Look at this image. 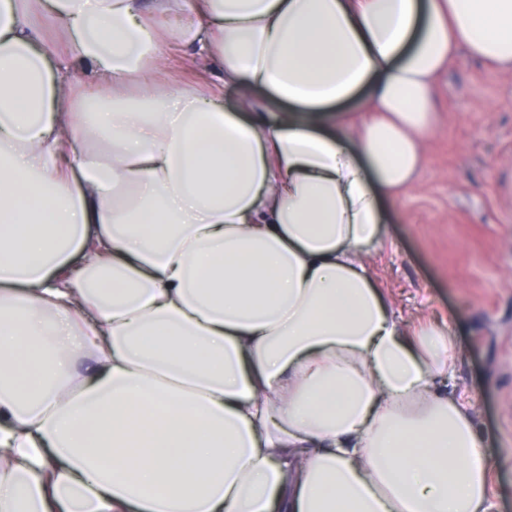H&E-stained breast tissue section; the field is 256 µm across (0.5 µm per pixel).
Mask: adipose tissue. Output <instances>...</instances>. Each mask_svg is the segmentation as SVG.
<instances>
[{"label": "adipose tissue", "mask_w": 512, "mask_h": 512, "mask_svg": "<svg viewBox=\"0 0 512 512\" xmlns=\"http://www.w3.org/2000/svg\"><path fill=\"white\" fill-rule=\"evenodd\" d=\"M463 49L511 67L512 0H0V512H493L364 264ZM189 54V48L184 52L167 54L161 65L160 79L174 85L198 84V74L188 67Z\"/></svg>", "instance_id": "adipose-tissue-1"}]
</instances>
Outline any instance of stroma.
Returning <instances> with one entry per match:
<instances>
[{
  "instance_id": "35a3bbf8",
  "label": "stroma",
  "mask_w": 512,
  "mask_h": 512,
  "mask_svg": "<svg viewBox=\"0 0 512 512\" xmlns=\"http://www.w3.org/2000/svg\"><path fill=\"white\" fill-rule=\"evenodd\" d=\"M417 180L385 201L366 259L408 331L454 339L448 391L471 408L512 512V69L460 53L439 76Z\"/></svg>"
}]
</instances>
